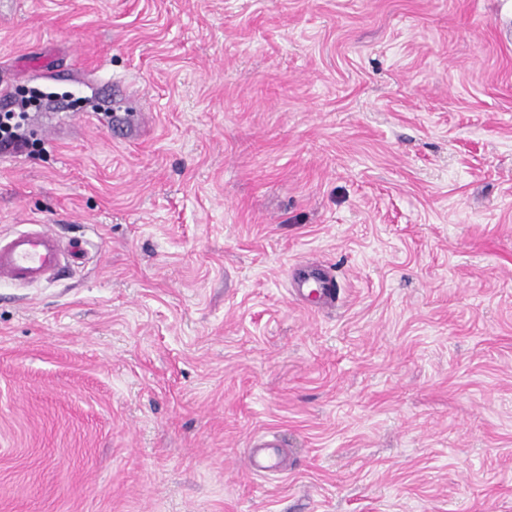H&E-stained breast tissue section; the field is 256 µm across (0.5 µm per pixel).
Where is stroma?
I'll list each match as a JSON object with an SVG mask.
<instances>
[{"instance_id":"stroma-1","label":"stroma","mask_w":512,"mask_h":512,"mask_svg":"<svg viewBox=\"0 0 512 512\" xmlns=\"http://www.w3.org/2000/svg\"><path fill=\"white\" fill-rule=\"evenodd\" d=\"M21 87L0 512H512V0H0ZM0 238V283L34 284L49 280L77 259L80 248L66 246L45 225ZM315 288L309 290V285ZM294 288L299 294L311 298L316 305H334L339 296L336 277L319 266L300 269L294 278ZM281 442L277 438L257 440L247 454L253 473L280 472L283 469Z\"/></svg>"}]
</instances>
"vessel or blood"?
Returning a JSON list of instances; mask_svg holds the SVG:
<instances>
[{
    "label": "vessel or blood",
    "instance_id": "b4317fda",
    "mask_svg": "<svg viewBox=\"0 0 512 512\" xmlns=\"http://www.w3.org/2000/svg\"><path fill=\"white\" fill-rule=\"evenodd\" d=\"M76 247L67 246L46 227L27 229L0 238V283L34 284L49 280L68 261L76 259ZM299 294L318 305L335 304L336 278L318 266L300 269L294 278ZM250 471L278 472L283 468L278 439L257 440L247 454Z\"/></svg>",
    "mask_w": 512,
    "mask_h": 512
}]
</instances>
